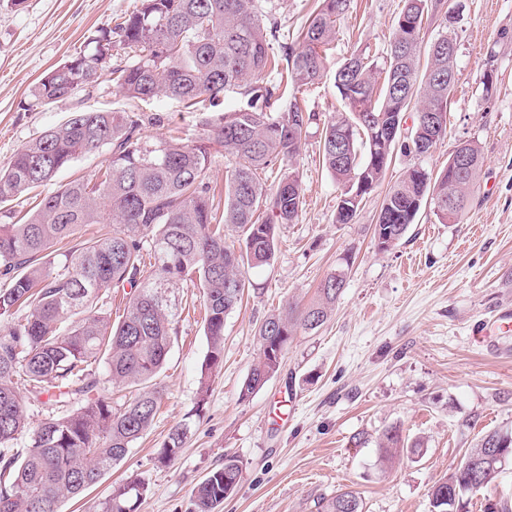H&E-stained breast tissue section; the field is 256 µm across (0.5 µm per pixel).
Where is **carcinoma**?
Segmentation results:
<instances>
[{
	"mask_svg": "<svg viewBox=\"0 0 512 512\" xmlns=\"http://www.w3.org/2000/svg\"><path fill=\"white\" fill-rule=\"evenodd\" d=\"M351 0H316L296 35L298 47L286 54V78L294 88L312 86L324 75L323 52L336 36V22ZM433 5L406 0L392 33L384 68L354 53L335 74V86L346 111L317 123L314 112L297 101L276 115L274 87L259 82L272 62L270 34L257 0H141L140 8L92 39L89 52L48 70L32 96L42 104L94 86L101 72L130 100L165 97L197 107L216 106L224 93L244 98L238 109L206 124L195 145L174 139L150 142L143 129L159 121L155 114L76 112L49 127L0 167V203L50 184L79 156L108 147L107 163L91 174L45 193L17 221L0 225V319L27 309L0 337V447L30 435L23 455L0 452V512H58L65 499L94 486L120 463L132 444L150 428L157 414L155 379L163 370L177 335L171 300L158 294L180 283L200 289L206 307L209 350L200 369V393L209 389L214 370L224 358V320L241 302L244 269L270 264L277 249V225L292 224L302 209L299 177L293 167L302 139L321 127L322 161L342 186L335 221L347 224L359 203L348 200L360 181L377 187L397 140L374 152L373 132L404 119L412 98H419L411 135L427 137L424 117L445 112L452 87L448 68L456 66L448 51L456 39L448 34L455 17L444 12L441 31L422 52V31ZM119 44L129 62L112 65L101 50ZM436 75L434 87L422 76ZM383 82H378V78ZM346 156L336 157V139ZM224 148V209H219L205 182L210 150ZM472 167L459 175L448 167L434 175L407 170L387 191L388 214L374 235L386 236L390 250L414 223L418 200H431L443 223H459L483 166L479 146L466 143ZM281 168L276 186L259 173ZM88 224H110L112 235L78 240ZM241 232L242 244L226 243L224 227ZM153 264L145 265L144 256ZM342 272L328 276L319 299L303 308L288 305L265 318L257 331L259 357L243 382L239 397H250L280 370L282 357L267 353L284 349L298 331L323 324L345 287ZM130 290V302L116 322L93 302L100 292ZM67 329H61L64 321ZM104 361L106 377L93 370ZM30 398L48 394L62 403L83 396L78 408L31 428L18 383ZM135 391L120 408L112 406L105 383ZM190 432V422L174 426L157 451V462L176 458ZM382 458L406 451L421 452L400 428L390 426L379 437ZM512 459V436L485 434L465 458L472 467L455 469L430 490V512H467L469 486L481 480L485 492L496 486L501 460ZM241 465L233 456L212 471L193 491V512H215L238 486ZM148 483L134 479L115 487L97 512H136ZM361 497L343 491L326 504V512H363Z\"/></svg>",
	"mask_w": 512,
	"mask_h": 512,
	"instance_id": "carcinoma-1",
	"label": "carcinoma"
}]
</instances>
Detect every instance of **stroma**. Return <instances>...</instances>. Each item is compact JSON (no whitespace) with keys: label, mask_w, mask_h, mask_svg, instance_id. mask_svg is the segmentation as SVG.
Returning <instances> with one entry per match:
<instances>
[{"label":"stroma","mask_w":512,"mask_h":512,"mask_svg":"<svg viewBox=\"0 0 512 512\" xmlns=\"http://www.w3.org/2000/svg\"><path fill=\"white\" fill-rule=\"evenodd\" d=\"M313 0H260L275 54L293 45ZM458 20L457 81L447 135L417 158L394 151L379 187L363 196L351 223L335 221L342 187L322 165L318 132L295 166L302 210L277 227L274 261L249 270L251 288L224 322V360L199 392L208 350L200 291L172 289L178 334L157 379L159 409L147 432L79 500L59 512H95L113 488L141 478L149 491L137 512H191L193 488L234 456L242 474L217 512H323L336 491H357L364 512H430L428 492L490 431L512 434V330L493 327L512 310V0H443ZM404 0H353L326 47L318 84L301 106L327 120L344 105L336 71L354 53L383 61ZM140 0H0V166L45 129L78 111L134 107L110 72L69 98L36 104L31 90L50 68L86 51ZM491 91H484L485 75ZM144 112L159 122L147 140L196 144L213 109L185 110L158 98ZM463 141L476 142L483 167L461 220L443 224L422 207L406 236L379 251L374 239L388 188L413 165L435 171ZM345 271L346 286L326 322L299 332L279 372L248 399L239 391L259 348L256 331L288 303L307 305L321 283ZM190 421L178 457L156 454L170 429ZM420 441L417 455L381 461L386 427Z\"/></svg>","instance_id":"stroma-1"}]
</instances>
